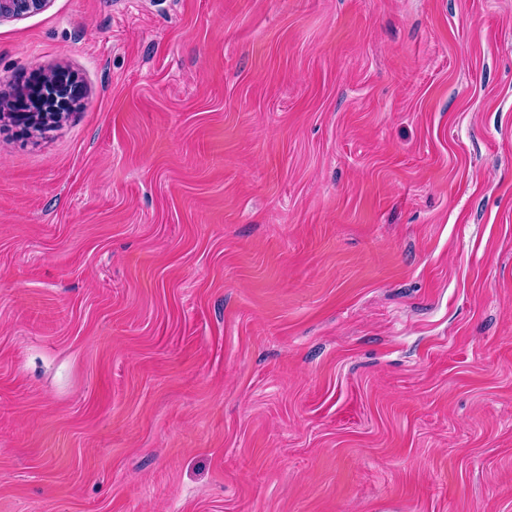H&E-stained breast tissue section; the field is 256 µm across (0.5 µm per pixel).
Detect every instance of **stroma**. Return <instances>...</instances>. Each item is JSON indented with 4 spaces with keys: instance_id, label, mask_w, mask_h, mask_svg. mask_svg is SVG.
<instances>
[{
    "instance_id": "35a3bbf8",
    "label": "stroma",
    "mask_w": 512,
    "mask_h": 512,
    "mask_svg": "<svg viewBox=\"0 0 512 512\" xmlns=\"http://www.w3.org/2000/svg\"><path fill=\"white\" fill-rule=\"evenodd\" d=\"M0 512H512V0L0 21Z\"/></svg>"
}]
</instances>
